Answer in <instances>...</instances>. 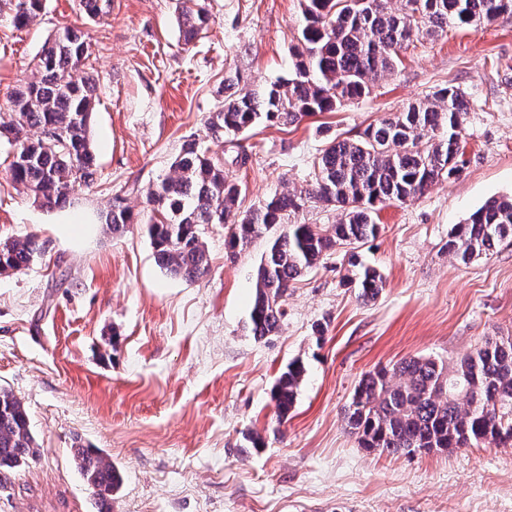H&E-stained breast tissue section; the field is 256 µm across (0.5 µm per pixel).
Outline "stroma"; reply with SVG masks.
Instances as JSON below:
<instances>
[{
    "mask_svg": "<svg viewBox=\"0 0 512 512\" xmlns=\"http://www.w3.org/2000/svg\"><path fill=\"white\" fill-rule=\"evenodd\" d=\"M199 2L209 22L187 45L177 17ZM299 15V0H111L99 17L80 0H46L20 27L0 11V110L59 26L88 35L80 73L96 83L97 160L95 183L49 209L12 182L13 149L0 141V239L43 243L28 268L0 274V390L24 403L40 450L0 475V512H97L79 448L110 456L112 512H512V447L378 454L343 421L365 373L411 356L452 362L512 336V242L466 264L446 249L486 199L512 196V14L414 42L339 111L209 146L244 210L305 186L329 138L460 87L463 173L380 205L378 235L356 248L383 276L376 300L344 285L349 267L334 254L289 290L280 332L258 341L247 323L264 239L230 259L228 225H206L211 270L188 282L156 265L144 225L115 233L98 221L117 194L142 211L182 143L205 141L225 73L255 89L288 76ZM295 359L306 377L282 420L272 387ZM254 433L263 447H251Z\"/></svg>",
    "mask_w": 512,
    "mask_h": 512,
    "instance_id": "stroma-1",
    "label": "stroma"
}]
</instances>
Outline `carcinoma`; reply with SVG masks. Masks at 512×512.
Masks as SVG:
<instances>
[{"mask_svg": "<svg viewBox=\"0 0 512 512\" xmlns=\"http://www.w3.org/2000/svg\"><path fill=\"white\" fill-rule=\"evenodd\" d=\"M14 23L34 21L45 0H5ZM301 20L293 66L259 91L239 74L224 77V101L207 119L211 137H235L260 123L290 127L303 118L334 112L359 99L394 72L400 54L415 40L450 27L488 24L512 13V0H300ZM204 9L181 13L185 44L204 29ZM90 43L74 27L59 28L42 46L36 78L14 91L0 112V139L16 145L9 167L12 181L50 208L71 204V195L94 180L95 156L90 120L93 85L73 72L90 57ZM470 103L455 85L408 103L355 137L328 140L311 181L284 187L262 204L241 213L239 183L224 176V161L194 139L186 140L149 189L144 220L157 265L167 274L194 281L211 269L202 241L206 224H230L225 239L230 256L256 239L269 237L255 274L248 330L257 340L276 335L285 316L289 288L308 270L340 248L379 233L373 213L387 201L404 203L422 196L441 179L460 176L459 120ZM51 129L49 136H29ZM341 211L336 224L294 220L308 204ZM105 223L112 231L133 223L119 195L112 197ZM512 241V197H491L456 224L448 235V254L467 262ZM42 253L38 236L0 241V269L20 271ZM348 284L370 302L383 288V276L351 251ZM299 360L277 377L272 397L279 418L288 416L304 381ZM348 433L358 447L380 454H414L455 448L512 446V336H494L453 364L432 356L406 358L365 374L344 409ZM38 455L23 403L0 390V472L27 465ZM79 472L99 512H112L119 478L112 460L96 448L75 453Z\"/></svg>", "mask_w": 512, "mask_h": 512, "instance_id": "cac0c4a2", "label": "carcinoma"}]
</instances>
